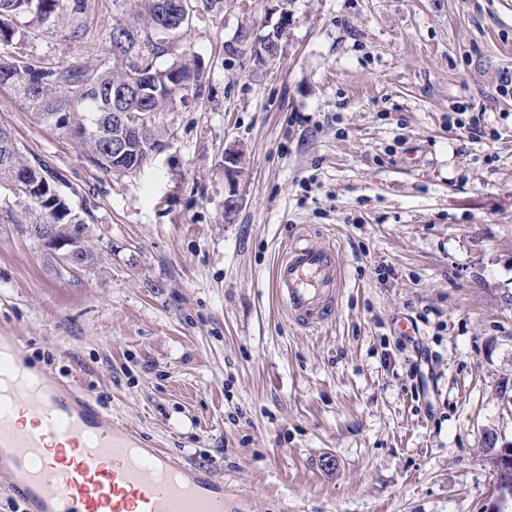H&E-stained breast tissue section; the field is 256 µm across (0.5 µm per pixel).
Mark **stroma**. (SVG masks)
I'll return each mask as SVG.
<instances>
[{"label":"stroma","mask_w":512,"mask_h":512,"mask_svg":"<svg viewBox=\"0 0 512 512\" xmlns=\"http://www.w3.org/2000/svg\"><path fill=\"white\" fill-rule=\"evenodd\" d=\"M120 15L87 0L19 52L99 67ZM283 16L281 54L256 65ZM170 51L200 83L124 176L0 89V126L90 200L96 252L57 275L0 189V328L33 370L211 467L227 512H512L481 450L488 430L512 440V0H220ZM467 107L494 138L449 128ZM293 224L343 261L318 331L273 293Z\"/></svg>","instance_id":"35a3bbf8"}]
</instances>
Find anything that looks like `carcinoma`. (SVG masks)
Segmentation results:
<instances>
[{"instance_id":"carcinoma-1","label":"carcinoma","mask_w":512,"mask_h":512,"mask_svg":"<svg viewBox=\"0 0 512 512\" xmlns=\"http://www.w3.org/2000/svg\"><path fill=\"white\" fill-rule=\"evenodd\" d=\"M133 2L135 16L119 19L112 25L109 41L112 58L107 65L85 67L46 68L30 59L12 55L17 38L21 37L14 20L32 17L46 21L56 14H80L85 0H0V86L10 90L34 115L36 120L65 136H74L93 166L114 174H125L142 168L158 149L156 120L162 112L176 105L177 94L183 87L199 79L189 60L181 57L165 67L167 79L174 89L157 94L149 87L136 85L134 76L156 68V59L168 48L162 41L160 26L167 24L177 11L176 0H112L121 7ZM97 86L100 94L112 90L127 91L126 110L147 118L148 128L142 139L133 144V152L112 165V141L125 135L124 128L112 122V110L107 100L84 99L89 86ZM60 183L69 188L63 174L38 157H29L12 133L0 126V187L14 190L23 201L24 231L35 241H41L39 228L54 225V239L71 246L72 261L63 267L56 247L42 246L59 274L82 270L93 261V253L84 238L91 210L84 206L75 210L68 195L56 196L49 186Z\"/></svg>"}]
</instances>
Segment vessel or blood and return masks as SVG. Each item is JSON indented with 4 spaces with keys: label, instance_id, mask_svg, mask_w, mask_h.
<instances>
[{
    "label": "vessel or blood",
    "instance_id": "1",
    "mask_svg": "<svg viewBox=\"0 0 512 512\" xmlns=\"http://www.w3.org/2000/svg\"><path fill=\"white\" fill-rule=\"evenodd\" d=\"M272 285L299 326L327 325L343 286L335 247L294 227ZM0 481L25 512H224V482L210 468L113 420L76 380L29 371L10 331L0 333Z\"/></svg>",
    "mask_w": 512,
    "mask_h": 512
}]
</instances>
